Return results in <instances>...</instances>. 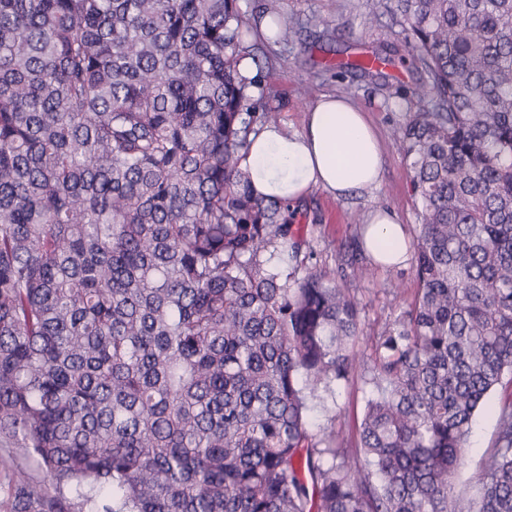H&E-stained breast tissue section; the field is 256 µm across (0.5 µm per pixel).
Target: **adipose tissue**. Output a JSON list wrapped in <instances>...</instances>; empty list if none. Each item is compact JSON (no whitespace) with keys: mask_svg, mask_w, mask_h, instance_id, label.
<instances>
[{"mask_svg":"<svg viewBox=\"0 0 512 512\" xmlns=\"http://www.w3.org/2000/svg\"><path fill=\"white\" fill-rule=\"evenodd\" d=\"M245 163L256 192L296 202L315 188L339 199L371 190L382 169L378 140L362 111L331 94L321 95L309 109L303 131L282 124L261 130ZM366 223L365 246L379 265L407 260L408 239L395 214L374 209Z\"/></svg>","mask_w":512,"mask_h":512,"instance_id":"obj_1","label":"adipose tissue"}]
</instances>
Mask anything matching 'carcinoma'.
I'll return each mask as SVG.
<instances>
[{"mask_svg": "<svg viewBox=\"0 0 512 512\" xmlns=\"http://www.w3.org/2000/svg\"><path fill=\"white\" fill-rule=\"evenodd\" d=\"M390 12L428 76L395 131L418 288L346 439L309 400L365 336L242 167L279 113L237 0H0V437L45 470L13 512H512V400L455 490L512 378V0ZM495 432L496 416L493 413H482L476 417L469 448L456 479L457 492L467 495H474L477 492V476L482 460L494 445Z\"/></svg>", "mask_w": 512, "mask_h": 512, "instance_id": "1", "label": "carcinoma"}]
</instances>
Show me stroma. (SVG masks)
<instances>
[{
  "label": "stroma",
  "mask_w": 512,
  "mask_h": 512,
  "mask_svg": "<svg viewBox=\"0 0 512 512\" xmlns=\"http://www.w3.org/2000/svg\"><path fill=\"white\" fill-rule=\"evenodd\" d=\"M262 2L238 0L251 30L247 44L260 59L257 74L263 85L273 89L272 96L264 101L265 106L277 110L280 123L289 130L299 131L308 109L320 95L344 96L366 113L380 139L383 166L378 187L344 199L320 188L313 189L305 197L298 217L314 253L313 266L347 288L358 304L366 335L365 341L355 348L357 367L346 381L321 392L312 412L313 427L332 424L341 435L350 437L356 433L367 397L362 366L374 355V338L400 315L417 288L415 269L409 261L393 268L376 264L371 277L356 276L352 269L353 237L367 213L376 208L394 212L407 235L416 233L417 202L411 192V173L393 131L415 111L416 105L410 102L408 92L422 83L425 75L396 60L382 65L383 76L379 79L358 71L339 74L322 68L323 60L356 53L366 55L385 40L403 47L405 34L400 27L392 26L381 0H280L281 18L293 31L286 42L263 39L256 33ZM316 17L330 19L337 31L336 38L327 39L322 29L313 26ZM495 432L493 413L476 417L456 479L457 492L476 493L481 463L494 445ZM20 476L37 482L44 472L16 443L1 439L0 512H10L11 486Z\"/></svg>",
  "instance_id": "stroma-1"
}]
</instances>
